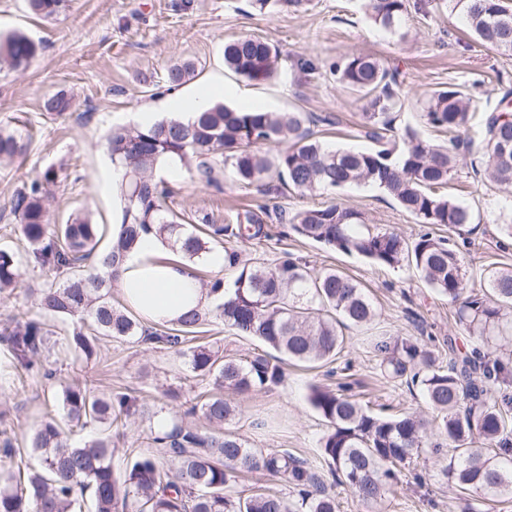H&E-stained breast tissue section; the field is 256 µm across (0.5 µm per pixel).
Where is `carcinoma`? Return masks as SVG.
Listing matches in <instances>:
<instances>
[{
	"label": "carcinoma",
	"instance_id": "1",
	"mask_svg": "<svg viewBox=\"0 0 512 512\" xmlns=\"http://www.w3.org/2000/svg\"><path fill=\"white\" fill-rule=\"evenodd\" d=\"M67 0H28L30 11L52 19ZM306 0H251L261 12H297ZM368 18L382 30L399 32L408 16V0H362ZM448 12L462 15L471 34L487 49L512 55V5L505 0H448ZM39 45L21 32L0 35V64L19 70L38 54ZM279 48L251 36L224 44V66L254 84L277 73ZM337 81L357 95L363 130L372 143L366 150L330 147L315 137L313 116L299 110H242L217 103L185 123L163 119L150 126L113 129L107 137L112 163L124 170L123 234L103 251L104 227L77 210L55 224L49 209L57 172L48 168L22 183L13 196L12 212L31 262L55 272L34 300L35 314L0 332L16 368L39 371L50 379L42 353L55 333L54 321L79 323L71 345L87 358L97 354L100 337L127 340L135 336L173 348L191 367L211 378L212 389L198 394L186 414L201 416L210 429L177 421L149 437L155 451L138 456L120 475L112 468V426L132 415L150 413L149 404L129 393L104 396L79 384L63 390L68 422L96 426L87 440L72 444L53 418L31 436L29 448L38 467L27 485L13 484L0 473V512H82L91 493L92 512H336V500L316 468L288 452L245 446L224 424L236 409L224 390L245 394L268 390L285 378V365L336 361L343 349L340 328L371 324L376 311L359 283L335 269L316 274L284 251L273 264L246 263L224 238L254 239L263 219L211 224L198 218L193 231L169 207L172 189L154 173L162 159L186 166L189 178L219 186L226 176L246 188L277 182L301 195L350 186L384 190L420 224L442 225L461 235L473 224L470 209L438 193L466 166L505 189L512 187V114L494 113L474 128V95L448 84L433 90L422 107L424 123L451 134L437 144L411 126L396 122L402 101L398 73L377 59L352 54L328 64ZM197 76L190 60L167 69L164 88L172 91ZM72 107L63 90L48 97L44 110L61 116ZM28 134L0 125V164L25 150ZM300 237L344 254H357L377 266L405 264L456 306V318L485 345L512 337V269L486 277L487 287L474 289L452 238L424 231L410 241L398 232L367 222L363 214L340 203L312 206L285 217ZM142 235L163 237L182 257L200 259L224 246L237 276L229 288L209 282L212 303L154 330L112 304L113 274L87 273L85 263L115 268ZM20 276L13 252L0 249V293L15 287ZM241 336L255 338L277 352L243 358L214 350L199 341L210 317ZM374 350L384 372L420 387L435 416L377 415L350 396L321 385L310 387L308 401L324 418L328 431L320 438V456L332 475L363 505L380 504L388 486L399 480L408 460L425 448L431 432L453 445L448 460V489L459 494L481 491L512 497V352L501 355L477 348L458 353L448 343V365L436 363L418 342L380 336ZM263 471L285 479L297 498L264 486L245 495L236 490L244 473Z\"/></svg>",
	"mask_w": 512,
	"mask_h": 512
}]
</instances>
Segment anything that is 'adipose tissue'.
I'll return each mask as SVG.
<instances>
[{"instance_id": "1", "label": "adipose tissue", "mask_w": 512, "mask_h": 512, "mask_svg": "<svg viewBox=\"0 0 512 512\" xmlns=\"http://www.w3.org/2000/svg\"><path fill=\"white\" fill-rule=\"evenodd\" d=\"M208 104L199 96H178L160 107L135 113L137 123L149 125L169 116L187 122ZM163 243L144 237L125 253L117 270L116 284L123 303L151 324L175 322L192 308H203L212 297L203 290L194 265L163 255Z\"/></svg>"}]
</instances>
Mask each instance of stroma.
I'll use <instances>...</instances> for the list:
<instances>
[{
  "instance_id": "35a3bbf8",
  "label": "stroma",
  "mask_w": 512,
  "mask_h": 512,
  "mask_svg": "<svg viewBox=\"0 0 512 512\" xmlns=\"http://www.w3.org/2000/svg\"><path fill=\"white\" fill-rule=\"evenodd\" d=\"M178 0H69L54 19L29 14L25 0H0V34L25 32L41 50L26 70L0 65V122L32 134L25 153L0 167V247L13 249L21 276L15 289L0 294V329L31 309L35 289L51 281V271L34 266L11 212V199L20 181L47 167L57 169L61 186L51 203L52 218L64 222L77 209L87 210L94 223H112V162L105 138L112 127L129 125L141 108L162 102L158 92L167 66L185 59L196 63L198 74L186 83L188 91L238 107L301 110L321 117L320 140L335 148L363 149L369 142L359 133L362 117L356 97L328 70L329 63L355 54H371L399 73L404 108L401 123L420 126L427 94L451 83L465 86L481 99L486 112L501 111L503 88H512V56L487 51L469 35L463 18L441 8L440 0H409L405 37L375 26L361 10V0H309L298 12L260 14L247 0H191L177 9ZM248 34L275 44L282 53L278 76L253 85L224 67L226 41ZM318 61L320 70L302 77L298 57ZM66 90L73 98L69 112H45V98ZM173 208L185 223L208 215L215 224L234 223L236 216L279 207L292 212L306 206L340 202L362 212L380 227L414 238L422 226L388 194L372 186L300 195L288 191L244 189L232 182L214 188L191 181L177 168ZM448 193L468 205L478 229L457 237L456 244L474 288L484 285L491 269L512 268V246L503 247L497 226L512 214V194L459 172ZM264 237L239 244L244 258L274 262L281 252L292 253L309 269H336L365 289L377 312L378 327L389 336L415 338L447 362L449 345L460 351L478 347L476 337L457 326L452 303L429 288L408 267L375 266L362 257L346 255L305 240L287 225L266 221ZM72 323L60 324L58 336L47 345L45 365L53 379L17 372L0 354V433L24 444L48 417H61L62 391L70 383L88 384L99 393L136 392L147 399L153 417L138 416L115 443L114 471H123L138 454L147 452L144 437L157 419L181 420L187 402L209 389V378L193 372L181 354L138 339H102L96 357L65 351ZM345 349L331 366L289 367L281 385L248 395L226 392L238 408L227 429L247 447L285 448L310 462L319 458V440L328 425L307 400L310 385H351L355 399L372 410L429 414L419 391L387 377L381 358L370 344L369 330L345 329ZM178 399L166 397L167 388ZM448 451L438 461L422 458L404 474L382 506L358 504L349 489L332 476L324 481L336 498L337 512H466L469 499L448 489L445 468Z\"/></svg>"
}]
</instances>
